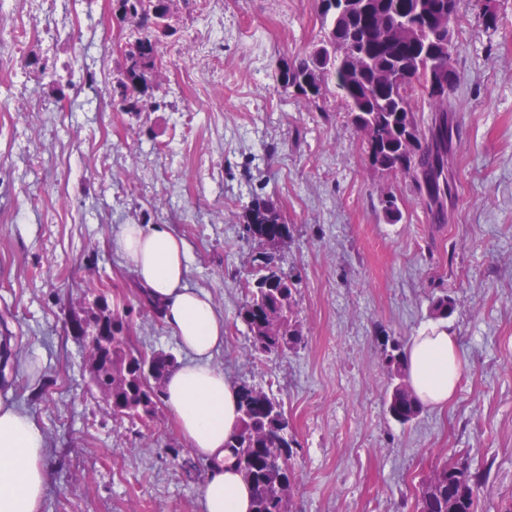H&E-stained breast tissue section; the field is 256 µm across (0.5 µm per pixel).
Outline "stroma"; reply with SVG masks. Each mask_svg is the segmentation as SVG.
Instances as JSON below:
<instances>
[{
    "label": "stroma",
    "mask_w": 512,
    "mask_h": 512,
    "mask_svg": "<svg viewBox=\"0 0 512 512\" xmlns=\"http://www.w3.org/2000/svg\"><path fill=\"white\" fill-rule=\"evenodd\" d=\"M462 0L448 156L452 193L437 220L410 177L370 169L363 135L338 98L321 106L277 90L282 57L321 36L317 0H192L170 20L154 97L132 115L112 98L131 28L111 0H0V402L44 430L43 512H203L206 466L165 407L153 431L113 414L71 330L105 293L148 352L179 354L112 235L165 224L188 247L187 284L224 315L215 362L234 384L284 404L294 440L293 512H416L421 480L464 449L486 475L478 512L512 502V0L496 31ZM56 68L39 81L31 61ZM391 190L401 212L378 206ZM290 228L276 263L294 277L303 341L251 358L238 317L250 270L241 216L255 198ZM462 365L454 397L408 424L388 412L383 351L431 324L432 297Z\"/></svg>",
    "instance_id": "1"
}]
</instances>
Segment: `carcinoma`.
I'll return each mask as SVG.
<instances>
[{"mask_svg": "<svg viewBox=\"0 0 512 512\" xmlns=\"http://www.w3.org/2000/svg\"><path fill=\"white\" fill-rule=\"evenodd\" d=\"M189 0H112L121 4V26L138 29L139 37L119 49L122 66L113 81V96L128 112H148L156 104L153 91L161 74L160 46L169 35L168 21L177 3ZM364 11L338 14L322 10L319 16L323 35L304 54L283 57L273 80L282 91L308 103L316 104L329 92L334 80L336 96L347 107L352 123L365 135L369 166L382 165L385 173H403L414 180L417 192L429 207L445 211L448 195V142L459 135L457 124H448L453 111L452 97L462 77L454 58V35L448 28L460 19L459 9L448 12V0H365ZM397 15L431 33L443 34L444 44L434 45L440 57L431 61L423 47L407 31L391 39L371 41L370 28ZM451 65L448 83L438 90L430 87L427 64ZM399 68L408 74L405 81H383L378 71ZM421 91L432 107L431 124L419 126L416 112ZM413 127L414 144L404 134ZM381 210L388 221L399 220L397 197L391 191L380 198ZM244 234L258 254L267 256L270 243L286 241L289 236L281 210L260 198L246 207ZM244 283L246 300L239 318L252 343L253 356L279 357L299 346L300 331L290 319L292 281L288 273L270 267ZM452 300L447 294L433 297L429 308L434 318L448 317ZM113 321L122 333L112 346V371L100 375L94 385L100 391L113 387L114 403L141 404L138 420L150 421L156 412L164 378L176 364L173 355L152 352L155 373L141 370L144 355L128 323L117 314ZM403 351L400 343L385 352V362L397 380L389 403V413L407 424L417 416L419 403L403 387ZM241 419L233 433L230 447L235 449L239 472L253 488V512H292L291 489L295 481L292 443L282 403L254 386H239ZM483 488L481 476L463 461L443 462L422 479L417 497V512H476V501Z\"/></svg>", "mask_w": 512, "mask_h": 512, "instance_id": "cac0c4a2", "label": "carcinoma"}]
</instances>
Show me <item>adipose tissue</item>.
<instances>
[{"label": "adipose tissue", "mask_w": 512, "mask_h": 512, "mask_svg": "<svg viewBox=\"0 0 512 512\" xmlns=\"http://www.w3.org/2000/svg\"><path fill=\"white\" fill-rule=\"evenodd\" d=\"M176 339L184 358L164 380L163 400L189 454L206 464L204 512H250L252 492L238 471L230 436L240 413L237 389L214 356L224 346V315L189 287L188 250L165 224H123L112 239ZM406 378L420 404L442 407L461 375L457 339L430 324L406 346ZM47 439L26 412L0 403V512H41L49 484Z\"/></svg>", "instance_id": "1"}]
</instances>
